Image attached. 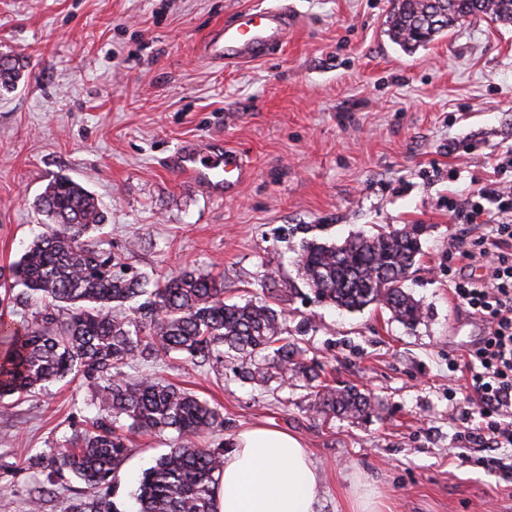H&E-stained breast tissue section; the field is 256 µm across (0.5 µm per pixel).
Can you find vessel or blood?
<instances>
[{"mask_svg":"<svg viewBox=\"0 0 512 512\" xmlns=\"http://www.w3.org/2000/svg\"><path fill=\"white\" fill-rule=\"evenodd\" d=\"M297 24L287 6H252L235 13L232 20L210 31L202 43L201 56L210 64L237 67L281 49ZM175 173L202 190L237 193L251 172L232 149L214 150L188 141L174 154Z\"/></svg>","mask_w":512,"mask_h":512,"instance_id":"vessel-or-blood-1","label":"vessel or blood"}]
</instances>
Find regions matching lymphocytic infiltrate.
<instances>
[{"instance_id": "obj_1", "label": "lymphocytic infiltrate", "mask_w": 512, "mask_h": 512, "mask_svg": "<svg viewBox=\"0 0 512 512\" xmlns=\"http://www.w3.org/2000/svg\"><path fill=\"white\" fill-rule=\"evenodd\" d=\"M489 232L457 244L462 258L479 263L482 273L455 281V299L485 320L488 334L470 352L466 367L479 405V421L464 440L477 447H512V186L495 179L478 188L464 214Z\"/></svg>"}]
</instances>
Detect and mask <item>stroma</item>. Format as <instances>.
I'll return each mask as SVG.
<instances>
[{"label":"stroma","instance_id":"stroma-1","mask_svg":"<svg viewBox=\"0 0 512 512\" xmlns=\"http://www.w3.org/2000/svg\"><path fill=\"white\" fill-rule=\"evenodd\" d=\"M285 2L298 25L281 50L236 69L199 45L240 9ZM390 0H0V53L21 64L0 90V266L40 232L37 197L56 176L86 187L106 212L101 246L130 270L163 278L186 265L223 278L231 302L273 299L303 336L323 383L380 402L367 421L310 414V391L243 384L231 369L178 358L130 362L220 405L218 447L266 426L298 437L321 477L316 512H349L372 488L380 512H512V471L451 456L475 404L452 361L487 324L460 308L449 253L474 228L465 201L512 156V24L472 18L405 52L386 34ZM221 140L253 175L230 201L176 179L183 141ZM421 224L422 254L405 286L425 317L415 328L381 306H326L302 287V241ZM97 389L66 378L0 401V512H30L48 473L26 454L64 444L97 413ZM118 475L122 512H136L142 472L164 440L136 434Z\"/></svg>","mask_w":512,"mask_h":512}]
</instances>
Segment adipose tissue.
Instances as JSON below:
<instances>
[{
	"mask_svg": "<svg viewBox=\"0 0 512 512\" xmlns=\"http://www.w3.org/2000/svg\"><path fill=\"white\" fill-rule=\"evenodd\" d=\"M321 477L301 441L257 426L224 455L216 512H315Z\"/></svg>",
	"mask_w": 512,
	"mask_h": 512,
	"instance_id": "1",
	"label": "adipose tissue"
}]
</instances>
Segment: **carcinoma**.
Here are the masks:
<instances>
[{"label": "carcinoma", "mask_w": 512, "mask_h": 512, "mask_svg": "<svg viewBox=\"0 0 512 512\" xmlns=\"http://www.w3.org/2000/svg\"><path fill=\"white\" fill-rule=\"evenodd\" d=\"M487 16L512 23V0H391L388 34L412 52L463 21ZM20 79L9 54H0V89ZM50 223L19 260L0 268V399L28 393L69 374L100 391L99 413L51 456L27 455L30 467H52V484H81L68 512H120L111 500L129 452L128 428L149 435L176 434L175 444L144 470L134 493L137 512H215L213 497L227 446L202 444L224 429L223 412L160 376L130 377L132 361L159 363L177 355L197 364H233L244 383L311 389L308 410L328 418L366 420L374 397L353 386L317 383L302 339L288 335L282 313L266 300L224 302V281L184 268L163 280L115 270L112 255L85 243L105 215L94 196L68 176H57L36 200ZM421 227L358 234L343 243L304 241L299 266L319 302L348 312L370 305L413 328L420 301L404 288L422 254ZM41 304L32 318L18 309Z\"/></svg>", "instance_id": "cac0c4a2"}]
</instances>
